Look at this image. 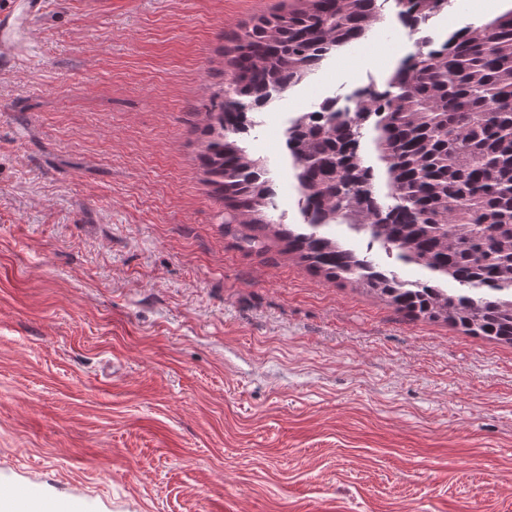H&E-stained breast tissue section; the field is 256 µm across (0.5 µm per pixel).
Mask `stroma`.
<instances>
[{"instance_id": "stroma-1", "label": "stroma", "mask_w": 512, "mask_h": 512, "mask_svg": "<svg viewBox=\"0 0 512 512\" xmlns=\"http://www.w3.org/2000/svg\"><path fill=\"white\" fill-rule=\"evenodd\" d=\"M0 64V489L57 512H512V344L414 318L228 224L224 53L288 0H44ZM453 0L431 33L479 26ZM287 115L416 51L393 0Z\"/></svg>"}]
</instances>
